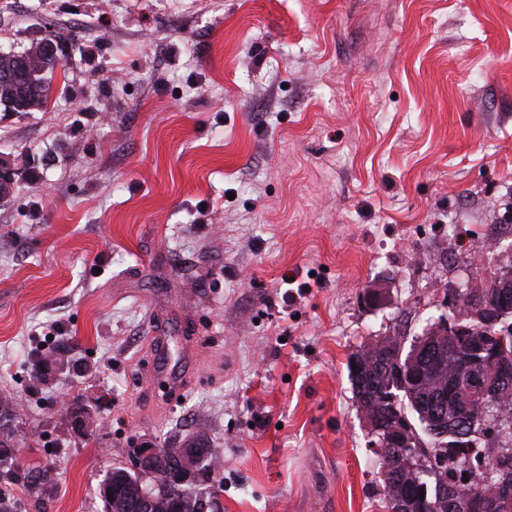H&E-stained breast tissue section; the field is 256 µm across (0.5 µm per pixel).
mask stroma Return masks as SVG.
<instances>
[{
    "instance_id": "1",
    "label": "stroma",
    "mask_w": 512,
    "mask_h": 512,
    "mask_svg": "<svg viewBox=\"0 0 512 512\" xmlns=\"http://www.w3.org/2000/svg\"><path fill=\"white\" fill-rule=\"evenodd\" d=\"M51 31L46 108L0 110L21 512L192 431L220 512H385L348 360L512 266V0H0V52ZM47 345L82 372L32 384Z\"/></svg>"
}]
</instances>
